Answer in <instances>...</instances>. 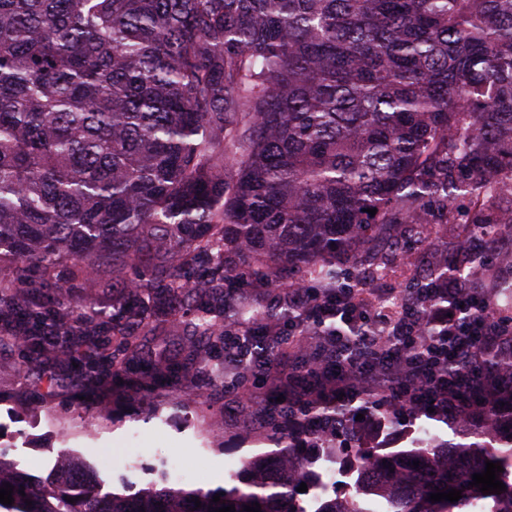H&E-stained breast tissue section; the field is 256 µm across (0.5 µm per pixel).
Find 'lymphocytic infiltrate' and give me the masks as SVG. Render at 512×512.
Instances as JSON below:
<instances>
[{
    "mask_svg": "<svg viewBox=\"0 0 512 512\" xmlns=\"http://www.w3.org/2000/svg\"><path fill=\"white\" fill-rule=\"evenodd\" d=\"M287 293L296 312L289 336L321 338L300 351L311 365V384L295 373L280 379L290 402L324 399L345 409L364 397L400 412L431 410L459 426L475 422L484 402L497 405L502 420L512 419V394L490 390L464 367H448L475 352L512 355V316L492 308L470 283L439 281L391 321L357 288L329 294L303 282Z\"/></svg>",
    "mask_w": 512,
    "mask_h": 512,
    "instance_id": "f902f5d3",
    "label": "lymphocytic infiltrate"
}]
</instances>
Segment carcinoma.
<instances>
[{
  "label": "carcinoma",
  "instance_id": "cac0c4a2",
  "mask_svg": "<svg viewBox=\"0 0 512 512\" xmlns=\"http://www.w3.org/2000/svg\"><path fill=\"white\" fill-rule=\"evenodd\" d=\"M503 198L512 0H0V347L22 352L25 374L102 354L128 369L164 303L194 313L192 333L179 372L156 341L151 378L234 389L238 369L215 372L227 304L260 322L271 354L290 315L288 295L252 305L235 278L269 287L300 266L332 291L389 228L511 225ZM484 261L444 257L409 288L467 281ZM68 263L112 313L53 280ZM499 299L512 309V279L493 286ZM259 412L288 444L244 459L217 503L183 488L105 492L76 456L35 478L0 446V487L14 486L0 512H308L270 462L302 468L327 441L288 430L286 394ZM356 455L353 486L319 512H499L512 499V440ZM488 461L504 468L497 494L469 485ZM453 488L458 501H429Z\"/></svg>",
  "mask_w": 512,
  "mask_h": 512
}]
</instances>
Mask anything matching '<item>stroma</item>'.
Returning <instances> with one entry per match:
<instances>
[{
	"instance_id": "stroma-1",
	"label": "stroma",
	"mask_w": 512,
	"mask_h": 512,
	"mask_svg": "<svg viewBox=\"0 0 512 512\" xmlns=\"http://www.w3.org/2000/svg\"><path fill=\"white\" fill-rule=\"evenodd\" d=\"M429 232L428 241L415 244L410 256L384 251L380 262L423 268L436 250L468 238L462 224H435ZM41 370L62 388L35 409L28 404L33 377L20 372L16 351L0 350V443L9 446L21 469L35 475H47L64 453L97 469L108 490H141L158 481L160 469L174 458L190 473L182 488L207 492L231 487L230 474L241 459L277 447V431L265 427L256 412L267 396L264 380L254 382L250 400L220 395L192 373L145 392L137 382L146 372L141 366L135 378L92 384L76 395L64 387L78 372L72 363L50 361ZM428 431L452 445L472 441L468 429L424 412L386 424L381 438L366 435L362 441L392 451L412 447Z\"/></svg>"
}]
</instances>
